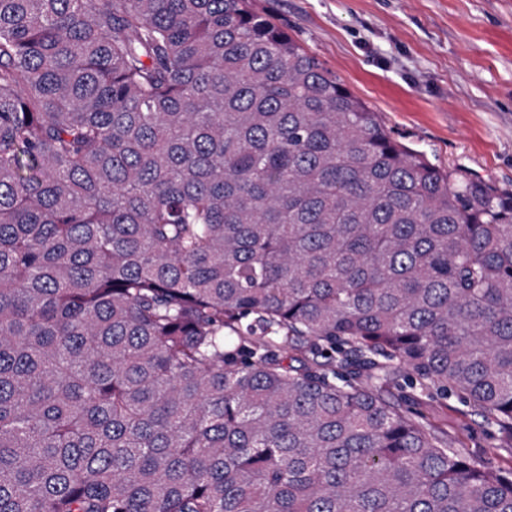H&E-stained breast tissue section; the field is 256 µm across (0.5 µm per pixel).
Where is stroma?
<instances>
[{
    "instance_id": "1",
    "label": "stroma",
    "mask_w": 512,
    "mask_h": 512,
    "mask_svg": "<svg viewBox=\"0 0 512 512\" xmlns=\"http://www.w3.org/2000/svg\"><path fill=\"white\" fill-rule=\"evenodd\" d=\"M381 117L446 171L512 191V0H255ZM382 395L449 447L512 469L504 438L457 393L420 395L398 366Z\"/></svg>"
}]
</instances>
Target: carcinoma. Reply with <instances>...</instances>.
Returning a JSON list of instances; mask_svg holds the SVG:
<instances>
[{"label": "carcinoma", "instance_id": "carcinoma-1", "mask_svg": "<svg viewBox=\"0 0 512 512\" xmlns=\"http://www.w3.org/2000/svg\"><path fill=\"white\" fill-rule=\"evenodd\" d=\"M391 363L512 440V192L252 0H0V512H512Z\"/></svg>", "mask_w": 512, "mask_h": 512}]
</instances>
